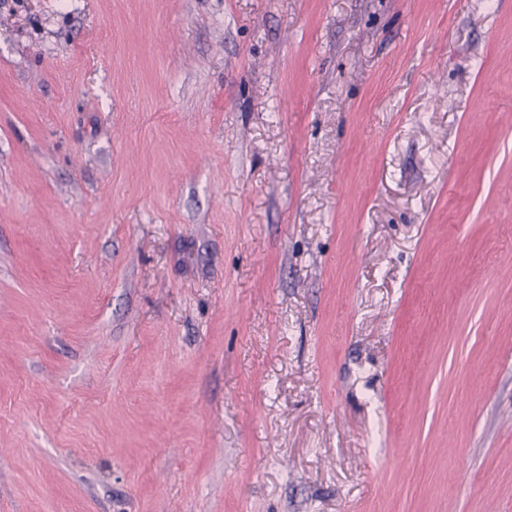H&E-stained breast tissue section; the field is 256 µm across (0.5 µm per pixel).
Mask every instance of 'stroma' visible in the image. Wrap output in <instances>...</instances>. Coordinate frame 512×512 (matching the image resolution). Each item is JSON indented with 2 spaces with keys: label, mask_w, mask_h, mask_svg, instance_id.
Wrapping results in <instances>:
<instances>
[{
  "label": "stroma",
  "mask_w": 512,
  "mask_h": 512,
  "mask_svg": "<svg viewBox=\"0 0 512 512\" xmlns=\"http://www.w3.org/2000/svg\"><path fill=\"white\" fill-rule=\"evenodd\" d=\"M512 0H0V512H512Z\"/></svg>",
  "instance_id": "stroma-1"
}]
</instances>
